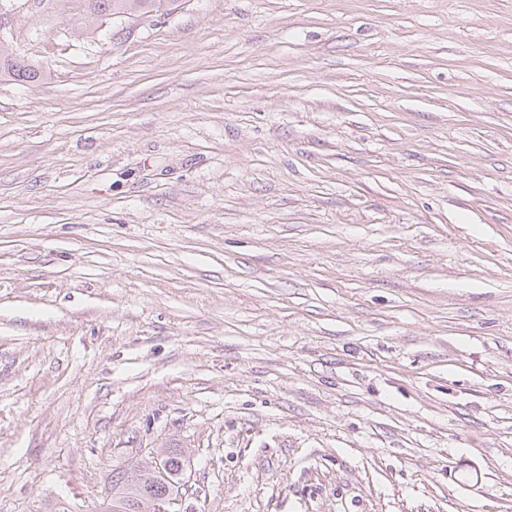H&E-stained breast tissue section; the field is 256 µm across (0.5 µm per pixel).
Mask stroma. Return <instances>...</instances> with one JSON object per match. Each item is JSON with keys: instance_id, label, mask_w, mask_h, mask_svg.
I'll use <instances>...</instances> for the list:
<instances>
[{"instance_id": "stroma-1", "label": "stroma", "mask_w": 512, "mask_h": 512, "mask_svg": "<svg viewBox=\"0 0 512 512\" xmlns=\"http://www.w3.org/2000/svg\"><path fill=\"white\" fill-rule=\"evenodd\" d=\"M0 512H512V0H0ZM167 0H88V10L96 17H122L125 14L160 12ZM40 71L24 59L5 54L0 46V78L21 82L35 81ZM167 462L166 477L159 479L150 469H136L128 475L118 492L113 495L110 512H153L155 499L168 493L177 492L182 481L184 459L181 451L171 448L160 449ZM179 497H162L154 504V512H181ZM118 504V505H117ZM118 508V509H115Z\"/></svg>"}]
</instances>
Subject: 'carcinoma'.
I'll list each match as a JSON object with an SVG mask.
<instances>
[{
    "instance_id": "cac0c4a2",
    "label": "carcinoma",
    "mask_w": 512,
    "mask_h": 512,
    "mask_svg": "<svg viewBox=\"0 0 512 512\" xmlns=\"http://www.w3.org/2000/svg\"><path fill=\"white\" fill-rule=\"evenodd\" d=\"M167 0H88L89 13L96 17H122L126 14L160 12ZM40 71L25 60L0 49V78L32 82ZM167 462L166 477L158 478L149 469H136L127 475L121 489L113 495L115 507L109 512H153L155 499L178 491L182 481L184 459L180 451L161 449Z\"/></svg>"
}]
</instances>
